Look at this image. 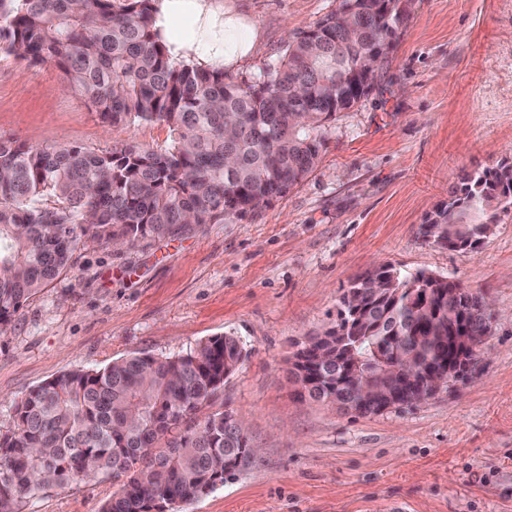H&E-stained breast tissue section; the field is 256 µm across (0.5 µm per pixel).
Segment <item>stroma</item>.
<instances>
[{
    "label": "stroma",
    "mask_w": 512,
    "mask_h": 512,
    "mask_svg": "<svg viewBox=\"0 0 512 512\" xmlns=\"http://www.w3.org/2000/svg\"><path fill=\"white\" fill-rule=\"evenodd\" d=\"M258 30L232 71L252 82L339 0H222ZM35 147H164L157 122L113 127L49 64L0 54V137ZM512 165V0H411L373 88L330 121L314 169L245 217L114 248L84 238L66 270L0 332V434L31 388L132 354L176 357L237 337L244 358L215 405L257 450L247 469L178 512H512V212L475 250L426 240L463 179ZM378 264L460 282L493 315L478 369L417 407L361 415L301 397L290 374ZM98 476L19 512H101Z\"/></svg>",
    "instance_id": "35a3bbf8"
}]
</instances>
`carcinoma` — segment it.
<instances>
[{"label": "carcinoma", "mask_w": 512, "mask_h": 512, "mask_svg": "<svg viewBox=\"0 0 512 512\" xmlns=\"http://www.w3.org/2000/svg\"><path fill=\"white\" fill-rule=\"evenodd\" d=\"M348 0L288 42L279 61L252 84L222 67L173 62L151 30L154 0H0V54L60 69L69 85L114 125L165 124L169 142L144 150L115 144L33 147L0 138V329L21 301L66 268L82 239L134 245L198 224L243 217L283 197L316 165L327 126L360 100L348 74L378 46L387 52L407 16L371 6L348 17ZM46 197L56 199L48 207ZM512 210V165L463 179L422 227H444L451 248L475 249L498 212ZM365 278L342 296L336 325L361 309L363 349L438 366L448 348V312L471 336H486L489 310L458 282L424 272L396 274V291L377 296ZM457 288L424 298L425 288ZM243 349L230 335L208 338L174 358L134 354L99 370L73 369L32 388L15 405L13 430L0 435V512L47 488L110 475L121 487L103 512H150L190 502L251 462L249 440L211 410ZM301 377L306 397L340 403L336 380Z\"/></svg>", "instance_id": "cac0c4a2"}]
</instances>
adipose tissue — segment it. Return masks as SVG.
Here are the masks:
<instances>
[{
    "label": "adipose tissue",
    "mask_w": 512,
    "mask_h": 512,
    "mask_svg": "<svg viewBox=\"0 0 512 512\" xmlns=\"http://www.w3.org/2000/svg\"><path fill=\"white\" fill-rule=\"evenodd\" d=\"M153 31L173 61L231 69L245 60L256 30L216 0H155Z\"/></svg>",
    "instance_id": "ef3b65f1"
}]
</instances>
